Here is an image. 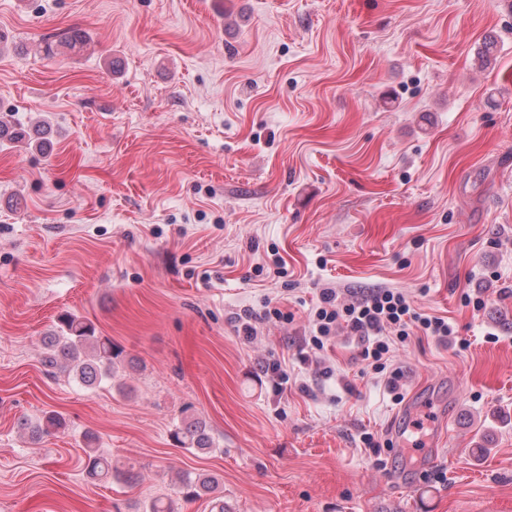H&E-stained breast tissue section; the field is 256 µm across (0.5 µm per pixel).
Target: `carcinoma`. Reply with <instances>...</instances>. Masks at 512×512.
<instances>
[{
    "instance_id": "obj_1",
    "label": "carcinoma",
    "mask_w": 512,
    "mask_h": 512,
    "mask_svg": "<svg viewBox=\"0 0 512 512\" xmlns=\"http://www.w3.org/2000/svg\"><path fill=\"white\" fill-rule=\"evenodd\" d=\"M122 352L112 345V340L97 335L94 324L72 314L61 315L53 333L44 337L42 364L52 372H62L85 388H94L112 378V366ZM19 429L28 432L34 440L48 436L66 427L65 418L54 410L44 412L41 420L32 424L18 422ZM171 438L177 446L191 453H210L214 441L205 423L194 416H186L175 425ZM85 457L83 470L91 479L114 477L130 483L135 474L123 471L112 464V459L100 453L98 437L92 432L84 435ZM221 478L216 474L183 471L177 476V494L186 502L203 498L211 501L216 512H224V497L220 495ZM143 512H176L175 500L170 496H157L144 505Z\"/></svg>"
}]
</instances>
